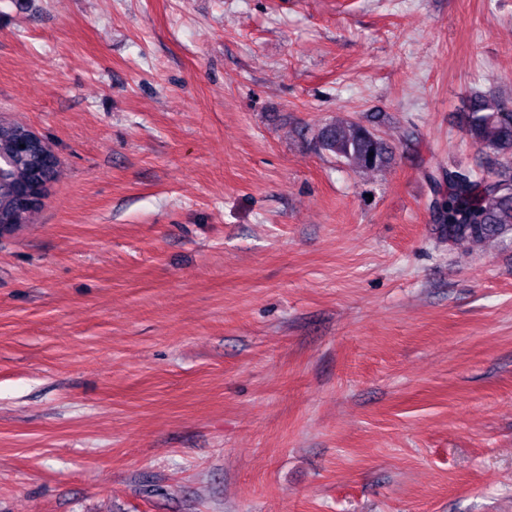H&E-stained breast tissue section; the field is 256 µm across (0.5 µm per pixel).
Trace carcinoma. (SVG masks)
Masks as SVG:
<instances>
[{
  "label": "carcinoma",
  "mask_w": 512,
  "mask_h": 512,
  "mask_svg": "<svg viewBox=\"0 0 512 512\" xmlns=\"http://www.w3.org/2000/svg\"><path fill=\"white\" fill-rule=\"evenodd\" d=\"M465 120L472 144L491 153L497 168L490 175L459 166L429 172L434 191L430 209L444 239L484 244L512 233V108L472 93ZM20 129V124L0 129V151H11ZM316 142L339 162L365 171L385 167L392 156V147L374 127L351 117L321 126ZM43 164L39 150L29 149L19 155L17 179L36 176Z\"/></svg>",
  "instance_id": "1"
}]
</instances>
